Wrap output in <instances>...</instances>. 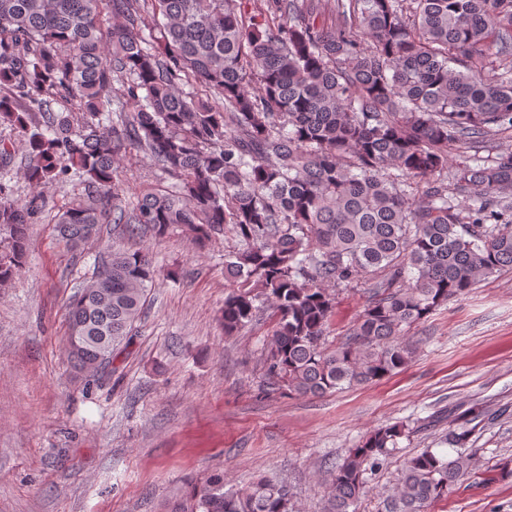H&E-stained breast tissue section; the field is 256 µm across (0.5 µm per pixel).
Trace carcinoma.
Instances as JSON below:
<instances>
[{
  "label": "carcinoma",
  "instance_id": "obj_1",
  "mask_svg": "<svg viewBox=\"0 0 512 512\" xmlns=\"http://www.w3.org/2000/svg\"><path fill=\"white\" fill-rule=\"evenodd\" d=\"M0 0V126L24 134L33 189L76 178L86 197L57 218L71 244L101 224L175 227L224 250L220 320L232 336L267 312V389L321 396L408 364L409 331L448 300L512 269V152L451 154L512 132V0ZM125 99H112L115 79ZM190 87L185 91L184 87ZM65 104L51 111V102ZM36 112L45 120L33 119ZM136 150L173 179L114 203ZM0 139V288L23 268L41 195L15 198ZM415 188L418 197L410 196ZM156 277L149 253L114 251L68 304V356L110 367ZM373 280L356 324L324 346L337 291ZM494 420L466 409L439 444L465 448ZM409 433L369 432L323 476L326 512H357L365 474ZM476 458L426 448L384 512H427ZM167 512H294L258 475L214 472Z\"/></svg>",
  "mask_w": 512,
  "mask_h": 512
}]
</instances>
